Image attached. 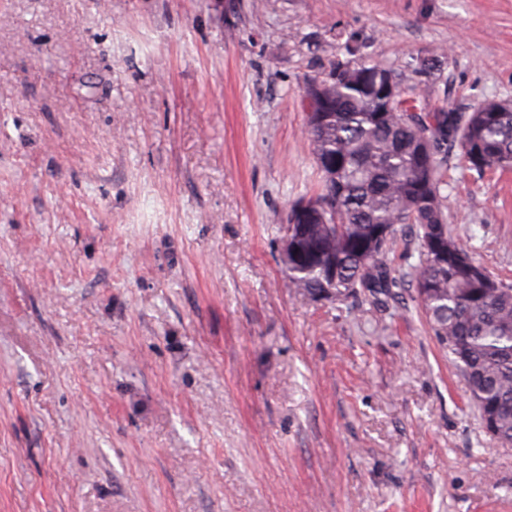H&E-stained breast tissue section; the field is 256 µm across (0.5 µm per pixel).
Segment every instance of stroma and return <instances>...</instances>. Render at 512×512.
<instances>
[{
    "mask_svg": "<svg viewBox=\"0 0 512 512\" xmlns=\"http://www.w3.org/2000/svg\"><path fill=\"white\" fill-rule=\"evenodd\" d=\"M350 47L512 100V0H0V512H512L412 284L284 276L303 87ZM441 171L512 283V170Z\"/></svg>",
    "mask_w": 512,
    "mask_h": 512,
    "instance_id": "1",
    "label": "stroma"
}]
</instances>
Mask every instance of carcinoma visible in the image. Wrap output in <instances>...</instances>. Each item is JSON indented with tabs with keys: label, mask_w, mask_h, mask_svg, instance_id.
I'll return each mask as SVG.
<instances>
[{
	"label": "carcinoma",
	"mask_w": 512,
	"mask_h": 512,
	"mask_svg": "<svg viewBox=\"0 0 512 512\" xmlns=\"http://www.w3.org/2000/svg\"><path fill=\"white\" fill-rule=\"evenodd\" d=\"M309 80L306 127L321 172L318 191L297 204L319 216L305 225L298 258L283 271L313 301L373 298L399 286L385 255L396 226L415 228L420 260L411 281L426 318L465 381L480 421L512 445V286L494 278L444 224L441 160L454 149L473 169L512 167V102L468 113L426 112L419 99L394 112L361 84L378 63L353 56ZM430 148L434 167L418 168Z\"/></svg>",
	"instance_id": "1"
}]
</instances>
